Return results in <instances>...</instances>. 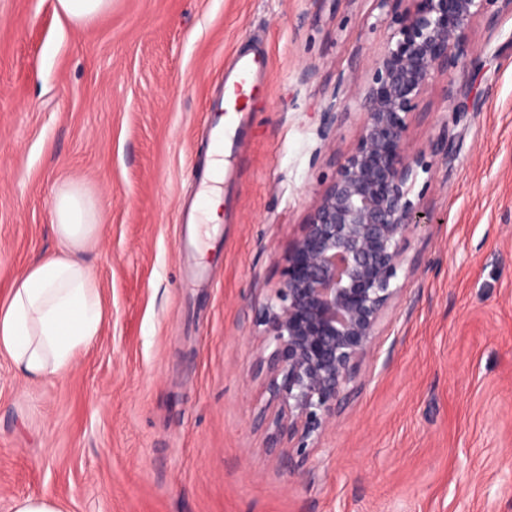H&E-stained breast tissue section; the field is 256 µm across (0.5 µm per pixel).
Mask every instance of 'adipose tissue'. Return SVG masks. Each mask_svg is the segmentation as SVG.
Segmentation results:
<instances>
[{
    "mask_svg": "<svg viewBox=\"0 0 512 512\" xmlns=\"http://www.w3.org/2000/svg\"><path fill=\"white\" fill-rule=\"evenodd\" d=\"M55 214L53 231L65 254L37 258L0 306V352L32 379L66 375L104 321L97 279L77 257L98 229L94 209L79 190L68 187L56 199Z\"/></svg>",
    "mask_w": 512,
    "mask_h": 512,
    "instance_id": "1",
    "label": "adipose tissue"
}]
</instances>
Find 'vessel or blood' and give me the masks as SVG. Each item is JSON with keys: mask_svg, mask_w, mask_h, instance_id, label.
<instances>
[{"mask_svg": "<svg viewBox=\"0 0 512 512\" xmlns=\"http://www.w3.org/2000/svg\"><path fill=\"white\" fill-rule=\"evenodd\" d=\"M266 72L265 57L261 54L241 53L224 70L220 81V94L208 106L210 116L205 123L207 139L216 152H224L234 146L239 134L236 114L242 109L241 103L250 86L259 84ZM181 226L179 249L184 255L195 253L198 236L194 226L198 213L186 209L178 216Z\"/></svg>", "mask_w": 512, "mask_h": 512, "instance_id": "obj_1", "label": "vessel or blood"}]
</instances>
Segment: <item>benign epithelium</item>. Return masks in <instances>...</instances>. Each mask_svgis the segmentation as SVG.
Masks as SVG:
<instances>
[{"label":"benign epithelium","instance_id":"benign-epithelium-1","mask_svg":"<svg viewBox=\"0 0 512 512\" xmlns=\"http://www.w3.org/2000/svg\"><path fill=\"white\" fill-rule=\"evenodd\" d=\"M393 40L375 61L360 97L354 151L338 166L288 247L285 277L262 313L256 375L267 381L273 416L268 450L286 460L309 455L358 393L356 378L391 303L409 231L431 222L411 199L418 172L434 163L407 146L410 115L433 71L466 51L471 22L512 0H409Z\"/></svg>","mask_w":512,"mask_h":512}]
</instances>
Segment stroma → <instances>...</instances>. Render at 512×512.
Returning a JSON list of instances; mask_svg holds the SVG:
<instances>
[{
    "label": "stroma",
    "mask_w": 512,
    "mask_h": 512,
    "mask_svg": "<svg viewBox=\"0 0 512 512\" xmlns=\"http://www.w3.org/2000/svg\"><path fill=\"white\" fill-rule=\"evenodd\" d=\"M406 8L376 0H112L82 28L57 0H0V305L55 252L63 186L93 202L79 258L100 335L62 377L0 354V512H512V13L472 21L434 72L407 143L433 160L359 393L287 472L253 418L262 309L288 245L356 147L357 99ZM258 49L224 219L189 282L178 210L198 193L205 109ZM469 85L477 110L458 111ZM61 506L53 498L43 496L18 501L14 512H62Z\"/></svg>",
    "instance_id": "obj_1"
}]
</instances>
